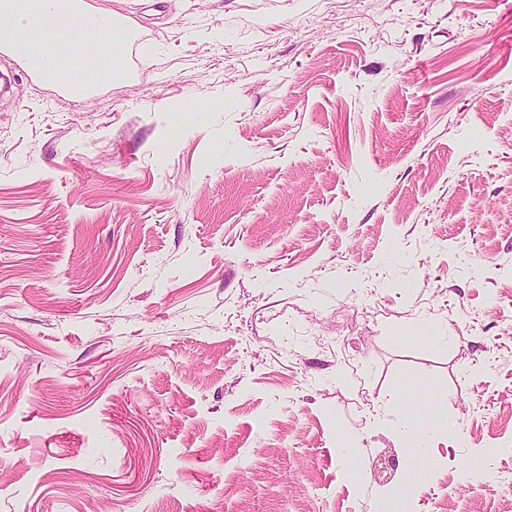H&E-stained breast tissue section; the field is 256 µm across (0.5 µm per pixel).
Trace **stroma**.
<instances>
[{"label":"stroma","mask_w":512,"mask_h":512,"mask_svg":"<svg viewBox=\"0 0 512 512\" xmlns=\"http://www.w3.org/2000/svg\"><path fill=\"white\" fill-rule=\"evenodd\" d=\"M97 2L90 96L0 53V512H380L404 379L505 512L512 0Z\"/></svg>","instance_id":"obj_1"}]
</instances>
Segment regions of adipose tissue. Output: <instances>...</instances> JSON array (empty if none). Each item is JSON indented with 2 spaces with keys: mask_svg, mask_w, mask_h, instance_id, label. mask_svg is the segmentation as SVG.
Here are the masks:
<instances>
[{
  "mask_svg": "<svg viewBox=\"0 0 512 512\" xmlns=\"http://www.w3.org/2000/svg\"><path fill=\"white\" fill-rule=\"evenodd\" d=\"M131 35L129 23L87 0H0V45L74 96L85 94L95 82L106 83L121 75L122 48ZM420 395V388L409 379L396 391L408 416L400 440L409 462L382 512H409L408 492L422 482L434 462L428 438L443 420L444 408L437 404L425 411Z\"/></svg>",
  "mask_w": 512,
  "mask_h": 512,
  "instance_id": "1",
  "label": "adipose tissue"
}]
</instances>
